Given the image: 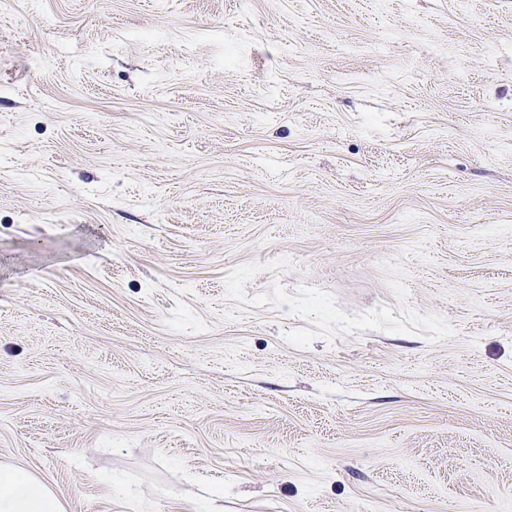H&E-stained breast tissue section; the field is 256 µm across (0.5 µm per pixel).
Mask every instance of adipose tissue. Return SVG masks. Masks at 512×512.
I'll return each instance as SVG.
<instances>
[{
	"label": "adipose tissue",
	"mask_w": 512,
	"mask_h": 512,
	"mask_svg": "<svg viewBox=\"0 0 512 512\" xmlns=\"http://www.w3.org/2000/svg\"><path fill=\"white\" fill-rule=\"evenodd\" d=\"M0 512H66L56 493L33 472L0 463Z\"/></svg>",
	"instance_id": "adipose-tissue-1"
}]
</instances>
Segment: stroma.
<instances>
[{
    "label": "stroma",
    "instance_id": "1",
    "mask_svg": "<svg viewBox=\"0 0 512 512\" xmlns=\"http://www.w3.org/2000/svg\"><path fill=\"white\" fill-rule=\"evenodd\" d=\"M0 460L512 512V0H0Z\"/></svg>",
    "mask_w": 512,
    "mask_h": 512
}]
</instances>
